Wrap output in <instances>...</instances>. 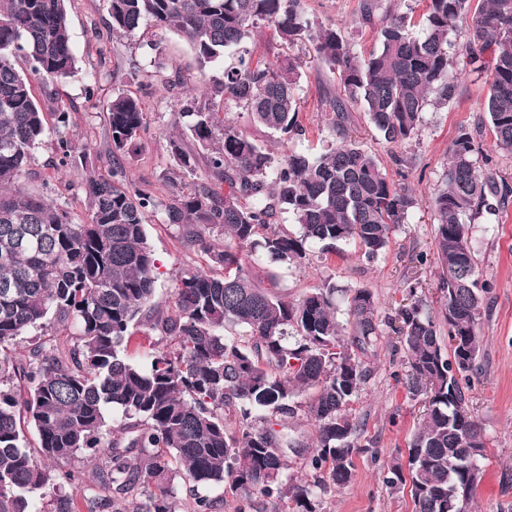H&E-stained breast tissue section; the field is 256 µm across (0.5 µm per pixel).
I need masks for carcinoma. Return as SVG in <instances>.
<instances>
[{
	"mask_svg": "<svg viewBox=\"0 0 512 512\" xmlns=\"http://www.w3.org/2000/svg\"><path fill=\"white\" fill-rule=\"evenodd\" d=\"M68 2L0 0V512H42L36 502L48 487L72 489L58 496L55 512H105L110 500L100 489L124 501L123 512H177L183 486L194 512H216L228 495L238 501L236 512H249L255 495L273 512L286 501L293 512H315L316 491L346 486L353 457L368 449L358 445L361 424L351 404L368 378L360 355L380 337L374 295L351 291L346 343L336 286L290 301L261 287L245 260L260 253L299 265L309 243L325 252L354 243L375 260L407 223L415 200L350 139L321 154L277 159L188 95L178 117L191 143L169 140L173 160L182 173L202 169L227 189L203 181L158 202L131 186L119 160L146 131L141 103L128 93L113 96L105 109L112 172L89 173L87 220L24 190L34 149L50 128L59 133L71 119L64 105L44 109L35 90L78 69ZM107 2L114 36L131 38L149 24L185 40L202 67L235 50L224 80L204 96L248 109L283 141L302 132L299 66L290 57L253 60L247 39L261 22L287 46L310 42L317 60L339 71L342 94L332 100L339 129L348 105L359 102L393 144L412 140L423 113L453 99V59L491 73L483 115L452 142L444 185L432 200L442 310L433 315L410 284L413 301L397 312L408 360L404 384L410 397H423L424 413L406 463L388 466L384 476L392 488L410 487L415 512H469L486 442L465 390L493 289L471 246V224L498 214L512 195L480 145L487 126L495 147L512 155V0H482L461 43L450 34L472 0H427L419 31L395 15L379 30V49L361 58L336 26L312 21L302 0ZM57 151L63 167L79 147L60 138ZM151 213L207 258V269L180 273L165 312L149 307L156 282L145 229ZM278 214L291 217L298 232L271 228ZM144 318L173 344L146 367L126 357L130 328ZM53 329L72 337V346L36 341L26 356L11 355L29 331ZM310 389L315 449L309 480L295 484L288 453L296 447L277 427L295 415L294 394ZM230 410L238 414L233 426L224 417ZM29 427L38 439L34 452L26 444ZM79 454L93 463L90 484L71 467ZM215 488L223 495L211 496Z\"/></svg>",
	"mask_w": 512,
	"mask_h": 512,
	"instance_id": "1",
	"label": "carcinoma"
}]
</instances>
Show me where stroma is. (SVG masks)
Wrapping results in <instances>:
<instances>
[{"instance_id": "35a3bbf8", "label": "stroma", "mask_w": 512, "mask_h": 512, "mask_svg": "<svg viewBox=\"0 0 512 512\" xmlns=\"http://www.w3.org/2000/svg\"><path fill=\"white\" fill-rule=\"evenodd\" d=\"M360 2L303 0L310 19L337 25L353 54L360 57L379 48L378 31L387 15L405 14L417 23L425 8L424 0H372L373 18L366 23L361 19ZM70 32L78 69L56 88L75 109L63 134L50 135L34 150L23 186L85 214L82 184L87 174L93 170L104 173L112 166L103 110L112 95L124 92L141 101L147 125L124 156L130 181L160 201L167 200L174 188L191 190L205 173L175 175L166 138L182 132L177 114L184 91L222 79L223 62L200 67L184 40L148 25L131 39L113 36L106 0H72ZM248 45L256 56L270 62L285 56L298 60L299 121L304 133L280 142L255 125L248 110L230 101L223 110L235 127L278 157L291 150L315 154L338 142L329 105L330 97L340 92L337 71L316 61L310 43L283 45L266 23L253 29ZM489 85L488 73L463 71L455 98L447 107L424 112L417 135L403 145L386 142L361 105L351 103L349 139L375 155L388 178L409 188L415 199L406 224L393 233L377 260L366 262L352 244L340 246L333 254L316 245L306 264L299 267L274 263L260 254L248 264L251 276L262 287L293 301L328 282L341 290L365 287L374 294L381 342L367 359L370 376L352 403V412L362 423V438L370 442L371 449L355 456L353 477L346 488L321 494L319 512H414L409 489L392 488L383 481L386 464L397 449L406 448L423 414L422 400L411 398L403 385L406 352L388 321L406 302L407 281L417 282L418 293L426 301L437 299V265H419L415 256L434 250L432 199L445 177L448 149L459 129L473 126L481 116ZM61 137L81 146L85 155L60 169L56 146ZM398 155L404 165L395 164ZM146 232L158 265L153 305L162 310L172 302L176 274L205 267L206 261L202 254L183 247L175 227L161 223L159 217H149ZM471 245L484 277L494 285L486 299L488 311L477 328L480 354L473 385L466 392L468 410L486 439L483 477L473 508L474 512H512V204L498 216L476 221ZM313 398L310 391L295 396L297 413L283 426L284 433L301 448L300 454L289 457L290 472L298 479L306 475L304 455L314 440L309 415Z\"/></svg>"}]
</instances>
